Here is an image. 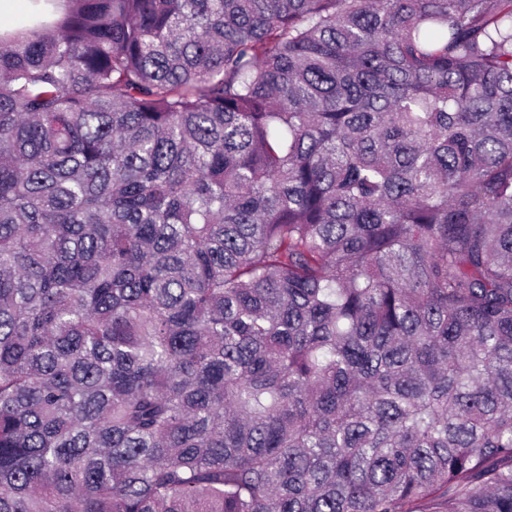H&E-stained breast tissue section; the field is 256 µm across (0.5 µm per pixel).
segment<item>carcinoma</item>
<instances>
[{
	"mask_svg": "<svg viewBox=\"0 0 512 512\" xmlns=\"http://www.w3.org/2000/svg\"><path fill=\"white\" fill-rule=\"evenodd\" d=\"M30 2L0 512H512V0Z\"/></svg>",
	"mask_w": 512,
	"mask_h": 512,
	"instance_id": "1",
	"label": "carcinoma"
}]
</instances>
